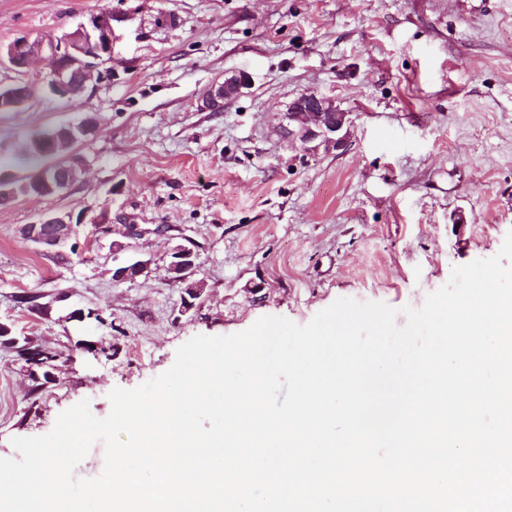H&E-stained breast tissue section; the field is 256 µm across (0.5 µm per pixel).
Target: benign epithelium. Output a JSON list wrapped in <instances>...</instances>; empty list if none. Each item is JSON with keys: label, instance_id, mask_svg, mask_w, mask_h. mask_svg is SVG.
<instances>
[{"label": "benign epithelium", "instance_id": "obj_1", "mask_svg": "<svg viewBox=\"0 0 512 512\" xmlns=\"http://www.w3.org/2000/svg\"><path fill=\"white\" fill-rule=\"evenodd\" d=\"M112 12L97 14L77 28L64 33L51 44L33 42L26 38L13 41L0 50V66L10 69L19 68L23 60L38 56L47 64L48 72L35 75L29 72L30 65H24L26 78H35L43 83L46 93L55 98L72 96L69 71L82 72L84 86L101 81L112 73L108 67L112 57ZM245 85L242 75L232 76L226 81L211 87L201 99L202 107L215 110L224 105V100L237 95ZM28 100L18 97L8 85H0V112H18ZM287 124L282 126L288 141L300 144L305 150L316 152L319 148L339 149L348 138L351 124L350 113L336 105L329 97L305 93L291 102L286 113ZM95 132V125L89 119L78 125H68L56 129L51 138L38 141L40 153L57 154V143L62 142L68 148L89 137ZM67 162L61 167L49 165L41 169L31 180V194L37 197L61 195L70 190L78 180L84 161L69 152ZM84 213H55L40 218L33 224H24L18 228L19 236L45 251L59 252L67 247L77 235V228L83 224ZM167 271L182 273L180 281L188 283L196 275V253L183 244L173 246L168 253ZM150 261L129 257L112 268V280L115 282L134 281L148 272Z\"/></svg>", "mask_w": 512, "mask_h": 512}]
</instances>
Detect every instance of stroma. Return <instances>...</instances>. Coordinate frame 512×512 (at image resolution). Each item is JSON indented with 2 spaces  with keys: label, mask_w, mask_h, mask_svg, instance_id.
I'll list each match as a JSON object with an SVG mask.
<instances>
[{
  "label": "stroma",
  "mask_w": 512,
  "mask_h": 512,
  "mask_svg": "<svg viewBox=\"0 0 512 512\" xmlns=\"http://www.w3.org/2000/svg\"><path fill=\"white\" fill-rule=\"evenodd\" d=\"M106 9L111 79L67 101L35 83L29 109L0 112V152L16 156L35 134L96 122L67 195L0 205V322L60 366L35 389L0 345V458L81 401L108 416L113 389L164 373L197 335L264 316L304 325L340 298L386 303L404 325L402 308L512 231V0H0V46ZM239 74L222 111L200 107ZM312 91L350 112L342 148L281 136L290 102ZM71 209L86 214L76 252L17 233ZM99 224L145 228L133 252L148 276L113 282ZM186 239L204 282L189 308L166 271Z\"/></svg>",
  "instance_id": "35a3bbf8"
}]
</instances>
